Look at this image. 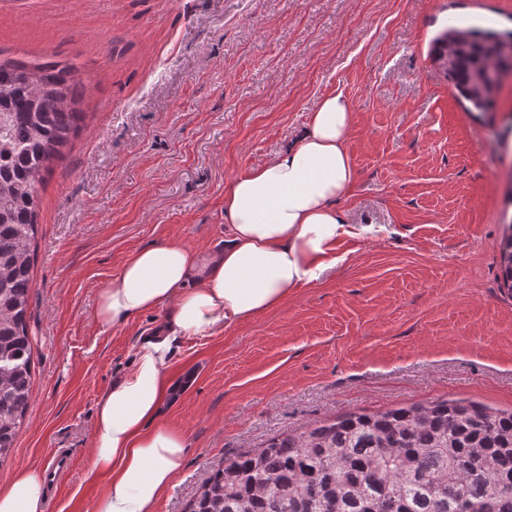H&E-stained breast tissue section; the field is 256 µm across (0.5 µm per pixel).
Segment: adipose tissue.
<instances>
[{
    "mask_svg": "<svg viewBox=\"0 0 512 512\" xmlns=\"http://www.w3.org/2000/svg\"><path fill=\"white\" fill-rule=\"evenodd\" d=\"M353 123L343 93L323 96L293 144L225 184L223 247L205 255L175 240L143 248L99 288L100 327L161 308L169 314L97 403L90 475L105 484L93 512H155L172 485L187 442L160 417L189 385L171 373L177 343L278 307L340 262L345 238L369 234L337 208L357 183L347 148ZM45 494L41 471L18 472L0 489V512H43Z\"/></svg>",
    "mask_w": 512,
    "mask_h": 512,
    "instance_id": "obj_1",
    "label": "adipose tissue"
}]
</instances>
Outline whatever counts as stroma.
I'll return each instance as SVG.
<instances>
[{"mask_svg":"<svg viewBox=\"0 0 512 512\" xmlns=\"http://www.w3.org/2000/svg\"><path fill=\"white\" fill-rule=\"evenodd\" d=\"M512 28V0H0V59L86 87L79 128L39 188L32 397L0 488L73 463L44 512H92L96 403L165 310L102 329L97 290L136 251L201 252L227 232L224 184L346 94L358 172L339 208L376 232L277 308L183 339L192 386L164 415L187 453L157 512H184L225 456L350 411L464 399L512 409V81L468 112L429 50L449 21Z\"/></svg>","mask_w":512,"mask_h":512,"instance_id":"obj_1","label":"stroma"}]
</instances>
